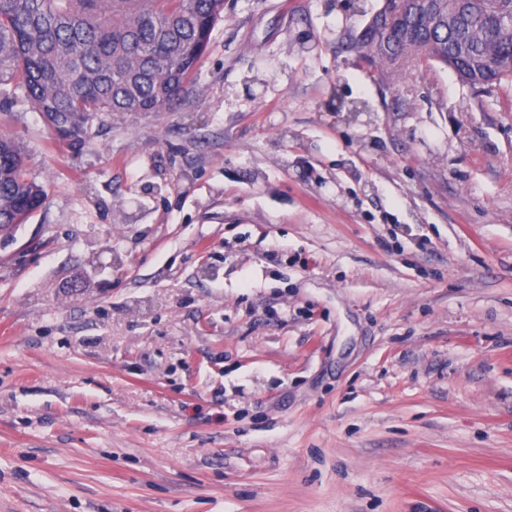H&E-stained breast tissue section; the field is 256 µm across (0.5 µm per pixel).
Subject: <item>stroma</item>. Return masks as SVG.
<instances>
[{
	"mask_svg": "<svg viewBox=\"0 0 512 512\" xmlns=\"http://www.w3.org/2000/svg\"><path fill=\"white\" fill-rule=\"evenodd\" d=\"M381 0H224L185 92L0 135V512H512V83L375 78ZM24 153L12 137L0 135V240L13 238L12 229L3 224H24L29 212L43 205L47 193L43 186L26 177Z\"/></svg>",
	"mask_w": 512,
	"mask_h": 512,
	"instance_id": "stroma-1",
	"label": "stroma"
}]
</instances>
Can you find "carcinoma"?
I'll return each mask as SVG.
<instances>
[{
    "instance_id": "obj_1",
    "label": "carcinoma",
    "mask_w": 512,
    "mask_h": 512,
    "mask_svg": "<svg viewBox=\"0 0 512 512\" xmlns=\"http://www.w3.org/2000/svg\"><path fill=\"white\" fill-rule=\"evenodd\" d=\"M224 0H0V97L23 96L48 126L73 138L100 114L170 109L204 55ZM365 59L383 77L408 63H440L473 85L512 80V0H424L384 16ZM24 153L0 135V241L43 205Z\"/></svg>"
}]
</instances>
